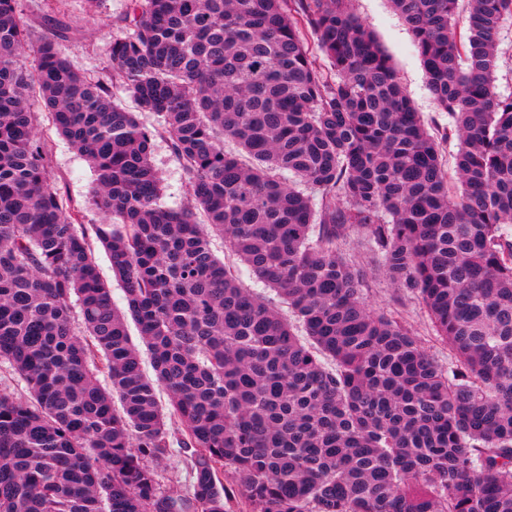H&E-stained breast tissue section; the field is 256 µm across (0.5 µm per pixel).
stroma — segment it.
<instances>
[{"label":"stroma","mask_w":512,"mask_h":512,"mask_svg":"<svg viewBox=\"0 0 512 512\" xmlns=\"http://www.w3.org/2000/svg\"><path fill=\"white\" fill-rule=\"evenodd\" d=\"M348 7L369 27L389 56L405 93L421 112L428 128L446 129L448 115L439 109L427 88L412 33L389 0H348ZM127 8L128 0H98L94 5L87 0H19V10L30 29L27 51L20 57V65L32 67L36 46L47 32L46 19L53 16L75 33L74 38L60 41L61 53L82 72L102 73L109 63L112 38L118 34V23ZM46 148L53 178L66 189L73 204L82 205L94 179L92 169L76 149L55 132H47ZM153 163L162 181V204L171 208L186 204L184 171L165 141H155ZM337 247L363 270L362 296L366 304L376 312L401 321L425 352L444 371H451L448 346L437 336L421 300L395 288L373 255L367 234L356 228L347 230ZM154 467L163 493H186L191 479L189 454L174 451L173 455L156 461Z\"/></svg>","instance_id":"35a3bbf8"}]
</instances>
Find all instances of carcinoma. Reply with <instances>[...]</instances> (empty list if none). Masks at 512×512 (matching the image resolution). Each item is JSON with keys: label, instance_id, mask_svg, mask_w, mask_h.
Returning a JSON list of instances; mask_svg holds the SVG:
<instances>
[{"label": "carcinoma", "instance_id": "1", "mask_svg": "<svg viewBox=\"0 0 512 512\" xmlns=\"http://www.w3.org/2000/svg\"><path fill=\"white\" fill-rule=\"evenodd\" d=\"M390 2L452 121V176L347 0H129L104 75L60 54L55 19L24 70L17 0H0V362L26 386L0 392V512H227L226 466L252 512H512V96L496 91L512 0ZM33 97L92 168V237ZM157 137L186 175L179 209L160 204ZM353 226L425 304L453 374L363 301L336 247ZM175 444L185 495L149 464ZM94 245L101 276L112 290V302L118 310L125 311L126 301L122 284L112 272L111 263L105 251L97 243H94Z\"/></svg>", "mask_w": 512, "mask_h": 512}]
</instances>
